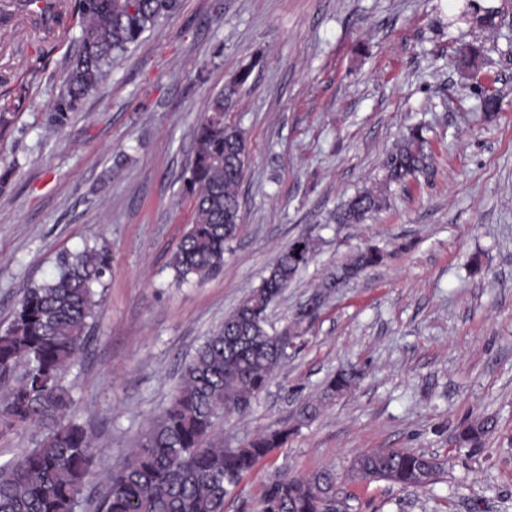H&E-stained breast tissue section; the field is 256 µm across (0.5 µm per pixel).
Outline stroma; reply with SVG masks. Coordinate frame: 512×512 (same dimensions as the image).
Listing matches in <instances>:
<instances>
[{
    "instance_id": "1",
    "label": "stroma",
    "mask_w": 512,
    "mask_h": 512,
    "mask_svg": "<svg viewBox=\"0 0 512 512\" xmlns=\"http://www.w3.org/2000/svg\"><path fill=\"white\" fill-rule=\"evenodd\" d=\"M0 23V328L56 256L106 243L112 254L90 342L66 382L103 484L168 404L185 364L300 236L314 259L270 309L294 320L337 268L374 248L376 265L335 289L303 324L251 410L218 431L235 448L287 421L288 443L259 464L225 512H255L265 485L383 448L447 461L431 490L351 486L348 512H512V0H181L71 113L52 124L61 65L74 49V0ZM500 8L496 27L476 21ZM503 90L479 107L459 48ZM227 122L244 133L240 226L223 270L176 283L169 260L194 217L184 175L207 99L245 65ZM427 127L428 166L383 186L408 128ZM385 190L360 224L333 216L355 193ZM355 364L364 377L322 400ZM321 399L317 417L301 405ZM495 427L478 447L455 431ZM492 431V421L489 419L475 420L464 424L458 429L456 441L460 446H479L483 437Z\"/></svg>"
}]
</instances>
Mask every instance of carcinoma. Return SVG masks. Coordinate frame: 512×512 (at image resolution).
Returning a JSON list of instances; mask_svg holds the SVG:
<instances>
[{"label":"carcinoma","instance_id":"obj_1","mask_svg":"<svg viewBox=\"0 0 512 512\" xmlns=\"http://www.w3.org/2000/svg\"><path fill=\"white\" fill-rule=\"evenodd\" d=\"M39 0H0V19L35 12ZM180 0H76L80 32L63 61V78L52 103V123L69 114L142 35L176 13ZM237 86L213 95L194 128L195 151L184 180L194 198L193 224L169 266L179 282L204 280L223 269L226 243L240 224L238 187L246 163L242 131L224 123V108ZM423 126L411 128L385 162V185L404 184L425 167ZM381 192L363 191L335 214L338 224H360L383 207ZM317 242L294 239L274 260L224 324L196 349L164 412L141 435L122 468L108 475L94 512H224L242 477L288 442V424L270 426L237 448L217 440L219 421L247 412L288 358L298 336L276 330L268 310L313 259ZM378 251L358 252L342 269L349 280L379 261ZM57 273L24 290L8 326L0 331V431L34 425L43 430L36 447L0 465V512H76L84 499L95 454L91 436L73 419L75 400L65 375L81 357L86 329L102 302L95 286L111 270L105 246L60 254ZM360 377L353 366L330 379L324 396L349 390ZM492 421L461 426L460 446L476 447ZM446 462L410 448H386L357 456L346 474L329 468L273 481L264 487L258 512H323L326 497L346 484L384 481L421 489L441 481Z\"/></svg>","mask_w":512,"mask_h":512}]
</instances>
